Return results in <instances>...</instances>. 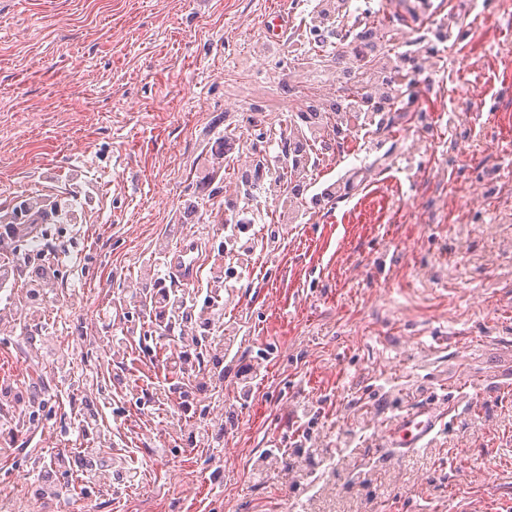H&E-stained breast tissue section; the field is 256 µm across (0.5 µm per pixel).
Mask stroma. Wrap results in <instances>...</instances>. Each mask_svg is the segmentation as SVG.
Listing matches in <instances>:
<instances>
[{"instance_id": "35a3bbf8", "label": "stroma", "mask_w": 512, "mask_h": 512, "mask_svg": "<svg viewBox=\"0 0 512 512\" xmlns=\"http://www.w3.org/2000/svg\"><path fill=\"white\" fill-rule=\"evenodd\" d=\"M477 2L447 50L436 17L358 0L385 7L419 61L414 99L341 140L283 224L276 199L239 191L224 139L238 158L281 156L297 119L286 85L332 94L334 69L289 34L317 0H0V213L61 208L69 252L54 266L71 303L41 316L50 335L96 337L77 360L121 382L69 386L0 326V377L24 381L19 403L48 398L41 431L0 453V488H21L29 457L62 456L64 494L34 512L81 506L80 451L63 440L87 402L106 407L104 457L140 471L110 480L94 512H512V0ZM275 14L288 31L269 27ZM330 184L335 198L313 204ZM230 195L254 211L258 245L224 311V383L180 417L220 429L215 452L159 440L170 412L143 391L182 381L126 298L174 225L223 245ZM117 329L116 364L104 339ZM246 367L258 377L244 390ZM450 397L429 446L372 456L410 407ZM270 448L287 466H263Z\"/></svg>"}]
</instances>
